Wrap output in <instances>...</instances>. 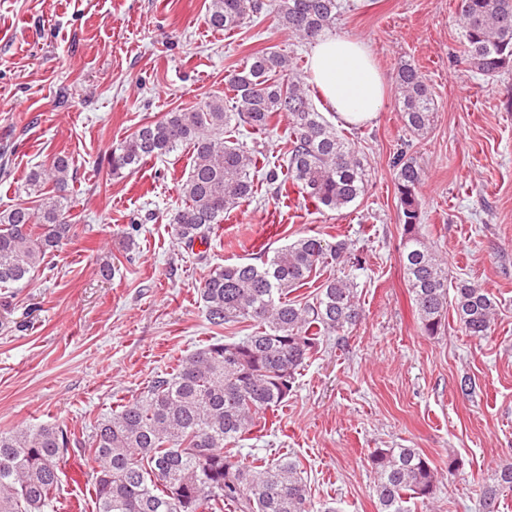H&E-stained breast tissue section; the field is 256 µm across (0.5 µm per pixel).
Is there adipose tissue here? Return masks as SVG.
<instances>
[{
	"label": "adipose tissue",
	"mask_w": 512,
	"mask_h": 512,
	"mask_svg": "<svg viewBox=\"0 0 512 512\" xmlns=\"http://www.w3.org/2000/svg\"><path fill=\"white\" fill-rule=\"evenodd\" d=\"M310 72L325 105L342 122L367 123L385 105L387 83L361 41L324 34L312 45Z\"/></svg>",
	"instance_id": "obj_1"
}]
</instances>
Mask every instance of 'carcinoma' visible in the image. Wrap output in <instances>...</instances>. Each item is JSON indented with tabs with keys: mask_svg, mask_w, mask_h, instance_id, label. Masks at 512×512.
Instances as JSON below:
<instances>
[{
	"mask_svg": "<svg viewBox=\"0 0 512 512\" xmlns=\"http://www.w3.org/2000/svg\"><path fill=\"white\" fill-rule=\"evenodd\" d=\"M342 0H278L276 27L315 41L335 27ZM263 0H210L206 23L233 31L262 14ZM464 51L460 63L494 76L512 63V0H457ZM298 60L276 50L251 54L225 76L228 93L165 113L112 147L110 174L121 176L145 161L192 150V165L178 184L181 205L170 215L177 239L192 250L208 243L228 211L251 201L260 158L235 142L242 126L262 132L288 119L284 179L277 168L266 182L297 189L318 210L340 212L365 191L367 164L355 143L316 110ZM401 120L423 135L436 106L416 65L396 74ZM68 160L55 157L26 176L23 190L37 207L19 203L0 212V284L19 283L45 268L55 248L72 238L67 220L73 199ZM423 170L412 157L394 165L400 203L401 262L422 332L437 335L452 312L469 336L490 335L497 301L485 289L456 283L448 298V269L420 224ZM362 265L344 239L322 244L301 237L261 264L216 267L200 289L205 318L214 327L252 322L257 331L233 342L219 339L185 357L175 372L159 376L146 394L127 401L91 426L88 439L56 425L0 432V512H46L54 507L58 463L76 446L98 463L96 512H314L307 479L289 458L248 462L224 455L292 393L298 371L319 352L323 337L340 335L363 316L356 284L329 277L311 302L287 299L317 270L334 263ZM378 512H407L405 503L434 498L443 474L416 448H375ZM512 491V459L501 461L494 483L479 493L482 512H498L499 493Z\"/></svg>",
	"mask_w": 512,
	"mask_h": 512,
	"instance_id": "carcinoma-1",
	"label": "carcinoma"
}]
</instances>
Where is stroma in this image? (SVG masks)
I'll use <instances>...</instances> for the list:
<instances>
[{"label": "stroma", "instance_id": "1", "mask_svg": "<svg viewBox=\"0 0 512 512\" xmlns=\"http://www.w3.org/2000/svg\"><path fill=\"white\" fill-rule=\"evenodd\" d=\"M335 33L369 48L387 82L377 117L344 125L369 163L366 190L341 212L256 194L187 250L169 222L190 149L148 160L115 177L113 144L165 112L216 92L254 51L310 59L311 44L261 15L231 33L205 22L209 0H0V211L24 202L35 167L69 160L76 232L30 280L0 285V430L56 424L80 434L179 359L251 323L211 327L200 289L215 267L258 264L298 237L344 239L361 268L312 275L290 300L312 299L334 274L358 286L364 317L325 338L301 369L286 405L265 427L225 448L243 460L287 457L304 471L320 512H378L367 456L416 448L438 467L457 461L453 482L408 512H480L478 489L512 458V67L495 79L462 67L455 0H344ZM417 65L436 121L410 133L398 109L395 74ZM239 143L269 164L284 161L288 122ZM414 157L424 171L420 222L450 278L485 288L499 309L488 338L446 318L424 335L400 262L402 222L392 161ZM135 245L127 247L125 234ZM110 262V276L100 267ZM95 462L83 449L60 460L55 512H93Z\"/></svg>", "mask_w": 512, "mask_h": 512}]
</instances>
